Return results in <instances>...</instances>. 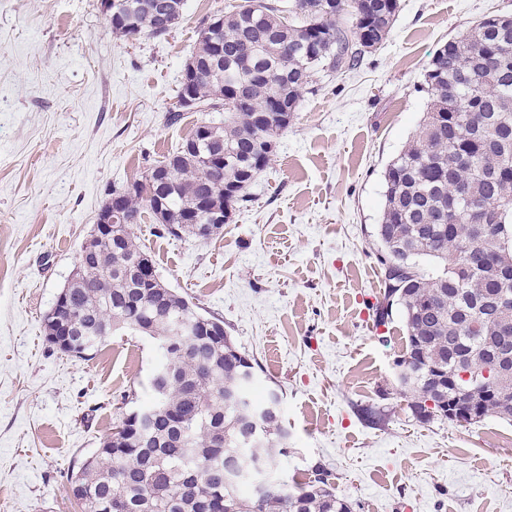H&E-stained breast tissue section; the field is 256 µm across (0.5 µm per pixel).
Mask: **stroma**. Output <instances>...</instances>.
Listing matches in <instances>:
<instances>
[{"instance_id": "obj_1", "label": "stroma", "mask_w": 512, "mask_h": 512, "mask_svg": "<svg viewBox=\"0 0 512 512\" xmlns=\"http://www.w3.org/2000/svg\"><path fill=\"white\" fill-rule=\"evenodd\" d=\"M231 0H185L162 38L119 39L100 0H0V507L80 512L70 477L150 400L160 359L113 336L84 359L45 336L112 189L142 180L203 112L169 124L200 30ZM512 0H400L383 45L351 71L319 72L268 167L222 234L136 229L162 282L223 321L255 359L254 391L281 395L300 482L315 463L353 512H512V422H416L396 388L400 315L384 290L374 227L384 171L419 131L434 51ZM371 407L379 423L364 421Z\"/></svg>"}]
</instances>
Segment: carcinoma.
<instances>
[{
  "instance_id": "1",
  "label": "carcinoma",
  "mask_w": 512,
  "mask_h": 512,
  "mask_svg": "<svg viewBox=\"0 0 512 512\" xmlns=\"http://www.w3.org/2000/svg\"><path fill=\"white\" fill-rule=\"evenodd\" d=\"M113 0L120 23L112 33L126 39L161 38L176 24L184 0ZM397 0H240L201 29L178 98L169 115L209 109L224 122H202L217 140L224 162L211 169L180 146L159 165L176 169L162 208L150 168L145 180L109 193L107 208L127 218L119 234L91 241L93 255L79 264L65 287L66 303L45 320L46 337L59 350L85 358L105 337L134 333L172 336V325L189 323L193 337L160 350L150 377L146 408L165 415L161 427L141 432L129 423L111 435L70 478L81 512H352L336 495L332 473L313 465L288 489L280 479L263 497L252 480L225 481L224 465L260 462L272 473L284 454L288 428L280 411L262 413L266 398L245 396L239 409L227 394L238 391L242 371L255 363L231 341L213 339L197 320V307L160 279L143 284L126 270L144 255L135 229L152 213L167 236L197 235L201 204L232 208L247 202L246 185L271 160L268 146L288 129L269 119L282 108L297 109L314 71H349L386 39ZM219 60V72L191 65ZM429 110L419 134L392 160L384 175L385 202L375 225L379 261L399 272L385 285L375 321L388 322L398 308L405 355L398 379L413 417L440 419L450 400L470 404V425L489 416L512 421V376L490 393H462L450 373L461 362L480 369L503 340V305L512 304V19L485 16L474 28L435 50L425 74ZM473 212L484 224L461 223ZM435 265L429 273L423 264ZM220 428L224 444L212 431Z\"/></svg>"
}]
</instances>
